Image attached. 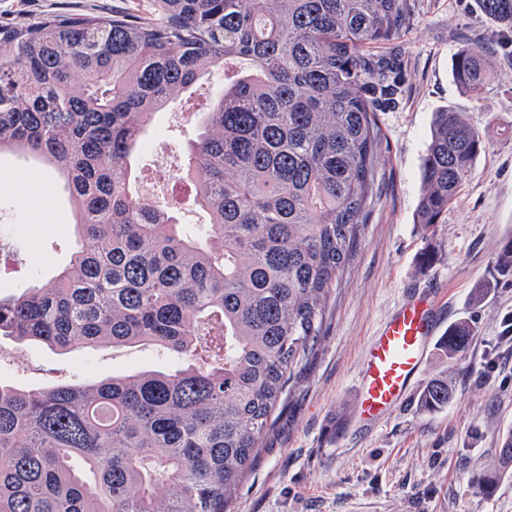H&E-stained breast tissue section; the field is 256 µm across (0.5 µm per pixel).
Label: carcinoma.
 <instances>
[{"instance_id":"obj_1","label":"carcinoma","mask_w":512,"mask_h":512,"mask_svg":"<svg viewBox=\"0 0 512 512\" xmlns=\"http://www.w3.org/2000/svg\"><path fill=\"white\" fill-rule=\"evenodd\" d=\"M512 21V0H482ZM410 0H152L147 15L54 13L0 24V156L64 181L81 245L41 285L0 299V334L65 352L151 343L174 371L24 390L0 384V512H224L252 469L298 364L321 336L333 286L377 193L376 112L401 66ZM224 89L188 145L196 238L138 190L133 159L156 114L204 78ZM452 76L495 77L480 50ZM486 150L459 112H438L417 223L440 222ZM495 269L512 280V239ZM472 328L448 331L453 359ZM438 374L420 408L448 406ZM512 468L473 476L487 493Z\"/></svg>"}]
</instances>
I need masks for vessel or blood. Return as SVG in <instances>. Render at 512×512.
Returning <instances> with one entry per match:
<instances>
[{
  "mask_svg": "<svg viewBox=\"0 0 512 512\" xmlns=\"http://www.w3.org/2000/svg\"><path fill=\"white\" fill-rule=\"evenodd\" d=\"M441 318L430 294L405 303L372 338L360 371L359 414L378 419L397 404L422 371Z\"/></svg>",
  "mask_w": 512,
  "mask_h": 512,
  "instance_id": "obj_1",
  "label": "vessel or blood"
}]
</instances>
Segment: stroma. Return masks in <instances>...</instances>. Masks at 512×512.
Listing matches in <instances>:
<instances>
[{
  "label": "stroma",
  "mask_w": 512,
  "mask_h": 512,
  "mask_svg": "<svg viewBox=\"0 0 512 512\" xmlns=\"http://www.w3.org/2000/svg\"><path fill=\"white\" fill-rule=\"evenodd\" d=\"M398 36L371 45L379 58L400 60L403 92L395 108L378 113L383 157L379 191L342 282L333 292L323 335L295 383L254 470L240 484L230 512H512V470L492 495L472 484L492 465L512 432V281L497 280L494 261L512 237V54L493 39L498 26L479 0H411ZM151 0H0V22L36 20L51 13H148ZM482 48L496 76L478 95L452 77L456 53ZM464 113L487 148L477 159L439 224L417 222L420 164L434 113ZM181 100L157 113L135 160L138 174L180 164L198 131L181 114ZM28 225L31 234L12 228ZM74 217L62 182L45 168L0 158V244L16 256L0 269V298L48 280L75 249ZM431 251L430 268L420 253ZM495 281L481 302L475 288ZM437 286L443 325L473 322L475 336L461 359H448L438 341L428 345L423 371L402 404L377 424L357 417L359 370L366 347L415 291ZM180 361L152 345L60 353L0 335V382L39 389L126 371H173ZM447 372L455 397L447 408L421 411L418 396Z\"/></svg>",
  "instance_id": "1"
}]
</instances>
